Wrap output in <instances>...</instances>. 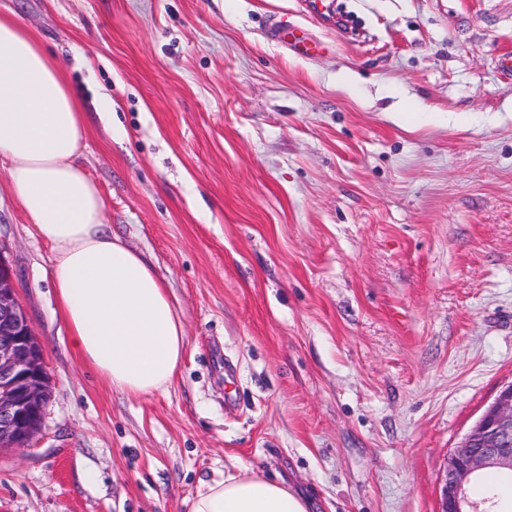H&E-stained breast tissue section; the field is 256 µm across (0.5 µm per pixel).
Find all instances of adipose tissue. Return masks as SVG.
I'll return each mask as SVG.
<instances>
[{
    "label": "adipose tissue",
    "instance_id": "1",
    "mask_svg": "<svg viewBox=\"0 0 512 512\" xmlns=\"http://www.w3.org/2000/svg\"><path fill=\"white\" fill-rule=\"evenodd\" d=\"M86 115L61 68L19 22L0 17V161L11 192L52 251V283L83 360L113 390L148 397L167 388L188 340L152 264L112 234L85 174ZM188 512H309L281 482L248 472L208 485Z\"/></svg>",
    "mask_w": 512,
    "mask_h": 512
}]
</instances>
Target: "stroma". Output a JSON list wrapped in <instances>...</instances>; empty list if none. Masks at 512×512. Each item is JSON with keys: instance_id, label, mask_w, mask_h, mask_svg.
<instances>
[{"instance_id": "1", "label": "stroma", "mask_w": 512, "mask_h": 512, "mask_svg": "<svg viewBox=\"0 0 512 512\" xmlns=\"http://www.w3.org/2000/svg\"><path fill=\"white\" fill-rule=\"evenodd\" d=\"M330 12L349 33L305 0H0L88 112L108 227L188 339L166 391L112 390L1 161L0 256L51 398L0 449V512H186L244 467L312 512H438L450 454L512 384V0Z\"/></svg>"}]
</instances>
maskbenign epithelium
Segmentation results:
<instances>
[{
	"label": "benign epithelium",
	"instance_id": "obj_1",
	"mask_svg": "<svg viewBox=\"0 0 512 512\" xmlns=\"http://www.w3.org/2000/svg\"><path fill=\"white\" fill-rule=\"evenodd\" d=\"M49 397L40 339L17 299L13 270L0 255V448L25 446L37 437ZM493 468L512 470V385L449 457L439 512H480L466 486Z\"/></svg>",
	"mask_w": 512,
	"mask_h": 512
}]
</instances>
